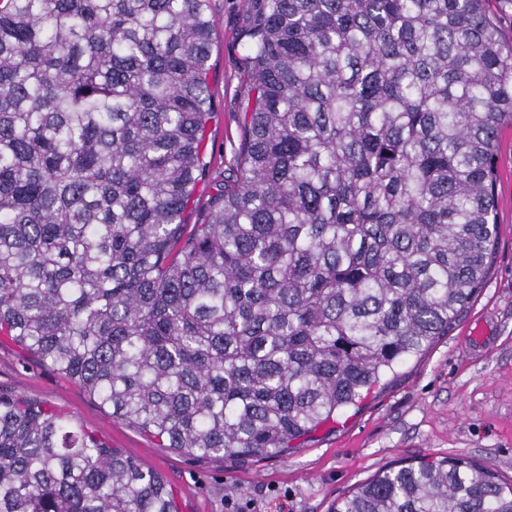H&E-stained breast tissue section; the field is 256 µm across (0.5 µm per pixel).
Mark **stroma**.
<instances>
[{"label": "stroma", "instance_id": "35a3bbf8", "mask_svg": "<svg viewBox=\"0 0 512 512\" xmlns=\"http://www.w3.org/2000/svg\"><path fill=\"white\" fill-rule=\"evenodd\" d=\"M216 32L209 79L213 114L205 139L210 164L189 216L197 222L213 187L232 176L243 138L247 98L245 0H209ZM500 234L491 274L459 322L388 375L360 406L282 457L201 458L160 447L158 439L116 420L73 380L11 342L0 340V390L68 415L109 447L156 470L175 492L180 512H331L336 502L380 470L420 459L461 458L512 483V126L496 155ZM491 337L482 352L467 347L474 323Z\"/></svg>", "mask_w": 512, "mask_h": 512}]
</instances>
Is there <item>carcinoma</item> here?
Instances as JSON below:
<instances>
[{
    "instance_id": "obj_1",
    "label": "carcinoma",
    "mask_w": 512,
    "mask_h": 512,
    "mask_svg": "<svg viewBox=\"0 0 512 512\" xmlns=\"http://www.w3.org/2000/svg\"><path fill=\"white\" fill-rule=\"evenodd\" d=\"M490 0H251L239 168L203 219L208 0H0V335L203 457L282 454L448 333L491 267L512 45ZM0 512H179L0 391ZM333 512H512L461 459Z\"/></svg>"
}]
</instances>
